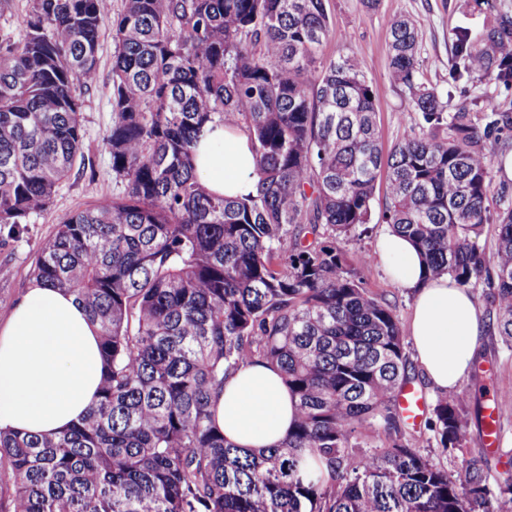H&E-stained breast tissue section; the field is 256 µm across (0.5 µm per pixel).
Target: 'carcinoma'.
<instances>
[{"label":"carcinoma","instance_id":"obj_1","mask_svg":"<svg viewBox=\"0 0 512 512\" xmlns=\"http://www.w3.org/2000/svg\"><path fill=\"white\" fill-rule=\"evenodd\" d=\"M0 39V225L18 235L83 158L82 91L112 27L119 195L68 214L32 279L76 296L100 328L97 403L53 439L0 430V512H504L512 471L485 457L450 472L404 438L395 403L410 375L399 320L363 286L368 262L339 239L381 221L420 249L426 273L475 289L496 205L497 331L512 350V199L489 198L493 143L512 116L480 95L451 105L425 86L412 21L390 28L389 67L420 112L384 157L376 92L354 57L321 58L326 0H27ZM459 79L512 86V21L456 38ZM245 129L256 193L211 194L195 171L203 128ZM311 234L315 241L304 242ZM297 398L274 448H239L212 397L250 363ZM487 437L500 416L477 415ZM446 454L468 443L466 394L438 395L427 423ZM385 433V448L361 441Z\"/></svg>","mask_w":512,"mask_h":512}]
</instances>
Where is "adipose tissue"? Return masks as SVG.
<instances>
[{
	"instance_id": "obj_1",
	"label": "adipose tissue",
	"mask_w": 512,
	"mask_h": 512,
	"mask_svg": "<svg viewBox=\"0 0 512 512\" xmlns=\"http://www.w3.org/2000/svg\"><path fill=\"white\" fill-rule=\"evenodd\" d=\"M196 172L230 198L255 192L258 182L248 138L223 125L205 129ZM380 254L395 282L415 292L409 329L419 366L438 391L458 389L485 334L480 307L449 276L427 278L404 236H384ZM102 373L98 330L74 296L32 283L0 323V429L51 436L78 422ZM211 411L228 441L269 448L291 428L295 400L279 372L257 362L229 376Z\"/></svg>"
}]
</instances>
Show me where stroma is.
<instances>
[{"instance_id": "obj_1", "label": "stroma", "mask_w": 512, "mask_h": 512, "mask_svg": "<svg viewBox=\"0 0 512 512\" xmlns=\"http://www.w3.org/2000/svg\"><path fill=\"white\" fill-rule=\"evenodd\" d=\"M331 19L330 32L323 43V60L342 56L358 57L368 80L377 90L376 112L384 152L413 127L417 114L405 91L389 79L390 25L403 16L415 21L420 29L419 68L427 86L440 93L461 94L464 82L455 77L453 64L456 34L466 29L482 30L494 17L512 20V0H379L369 8L366 0H326ZM110 30H103L99 47V74L96 84L84 95L82 124L85 166L74 170L58 187L49 209L35 216L20 236L0 230V321L14 301L32 283V266L41 246L54 235L58 224L69 213L95 204L100 198L119 194L112 177L109 156L103 138L112 123L110 107L112 87V53ZM385 198L384 187H377L372 205L369 231L351 232L344 242L353 255L365 254L369 263L360 271L364 286L373 295L390 303L400 325H407L414 302L413 291L400 287L390 277L379 255V243L388 227L380 220ZM487 285L473 289L489 325L478 344L473 364L460 388L468 394L470 404H495L501 415L502 437L499 445L487 446L477 427H470L466 448L441 454L432 432L426 427L437 392L422 374L414 350H407L413 385L424 398L425 411L408 432L412 446L423 456L448 470H455L462 457L485 456L493 472L512 468V351L503 347L494 328L498 311Z\"/></svg>"}]
</instances>
